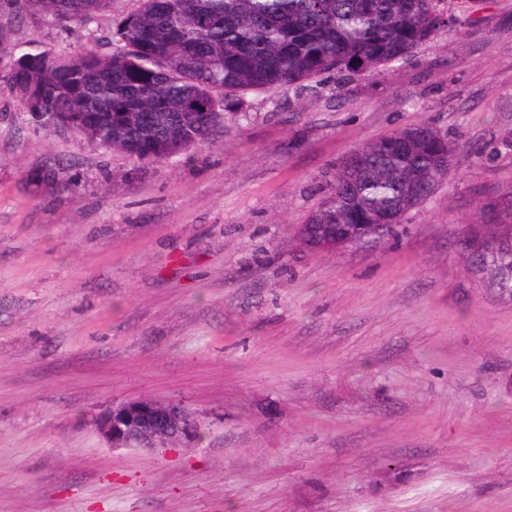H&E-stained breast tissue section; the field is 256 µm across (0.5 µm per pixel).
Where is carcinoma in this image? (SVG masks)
<instances>
[{"mask_svg":"<svg viewBox=\"0 0 512 512\" xmlns=\"http://www.w3.org/2000/svg\"><path fill=\"white\" fill-rule=\"evenodd\" d=\"M62 28L111 0H25ZM111 33L121 50L80 55L23 49L9 85L44 128H68L137 161L208 147L253 92L314 91L331 76H370L417 53L453 17L441 0H140ZM434 127L397 130L336 162L307 223L384 224L390 236L455 166ZM475 260L512 296V227Z\"/></svg>","mask_w":512,"mask_h":512,"instance_id":"obj_1","label":"carcinoma"}]
</instances>
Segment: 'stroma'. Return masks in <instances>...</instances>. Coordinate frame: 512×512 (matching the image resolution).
Masks as SVG:
<instances>
[{
	"mask_svg": "<svg viewBox=\"0 0 512 512\" xmlns=\"http://www.w3.org/2000/svg\"><path fill=\"white\" fill-rule=\"evenodd\" d=\"M139 6L66 31L0 0V512H512V300L460 247L512 194V0H445L411 59L251 94L169 159L31 126L18 47L116 52ZM421 124L455 167L398 237L307 247L336 160ZM139 398L204 439L112 449L77 416Z\"/></svg>",
	"mask_w": 512,
	"mask_h": 512,
	"instance_id": "stroma-1",
	"label": "stroma"
}]
</instances>
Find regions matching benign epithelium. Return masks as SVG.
<instances>
[{
  "label": "benign epithelium",
  "instance_id": "7a95c632",
  "mask_svg": "<svg viewBox=\"0 0 512 512\" xmlns=\"http://www.w3.org/2000/svg\"><path fill=\"white\" fill-rule=\"evenodd\" d=\"M501 213L500 208L488 211L487 229L464 239L465 258H470L476 251L490 253L497 249L500 239L495 229L499 227ZM372 228V224H351L320 249L330 250L362 241ZM91 425L112 449L129 447L134 439L148 449L197 442L198 422L187 418L182 403L172 400L143 398L114 403L94 414Z\"/></svg>",
  "mask_w": 512,
  "mask_h": 512
}]
</instances>
